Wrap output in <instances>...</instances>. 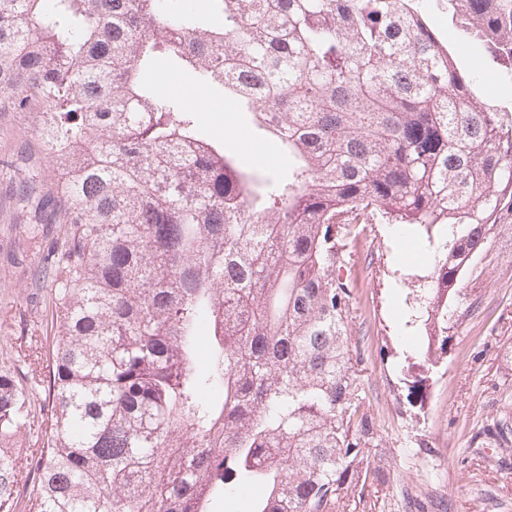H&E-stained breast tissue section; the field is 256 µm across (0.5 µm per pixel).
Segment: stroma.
<instances>
[{
  "mask_svg": "<svg viewBox=\"0 0 512 512\" xmlns=\"http://www.w3.org/2000/svg\"><path fill=\"white\" fill-rule=\"evenodd\" d=\"M198 120L242 166L276 162L274 148L256 144L223 99ZM61 181L39 148L31 108L1 109L0 366L11 367L29 396L28 420L9 444L22 460L45 441L53 332L51 282L40 271L47 251L64 239L56 211L37 203ZM345 243L340 274L355 293L349 330L379 438L369 454L385 474L369 488L365 512H512V447L485 433L493 420L512 419V224L496 226L460 280L452 345L417 421L402 413L403 390L381 350L399 348L409 335L400 291L425 285L429 255L415 239H396L388 224L357 225Z\"/></svg>",
  "mask_w": 512,
  "mask_h": 512,
  "instance_id": "obj_1",
  "label": "stroma"
}]
</instances>
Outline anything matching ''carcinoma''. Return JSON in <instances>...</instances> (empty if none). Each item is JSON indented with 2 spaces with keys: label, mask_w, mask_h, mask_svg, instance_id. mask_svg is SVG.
I'll list each match as a JSON object with an SVG mask.
<instances>
[{
  "label": "carcinoma",
  "mask_w": 512,
  "mask_h": 512,
  "mask_svg": "<svg viewBox=\"0 0 512 512\" xmlns=\"http://www.w3.org/2000/svg\"><path fill=\"white\" fill-rule=\"evenodd\" d=\"M0 0V91L42 109L68 224L50 251L46 445L0 453V509L355 512L384 472L336 277L354 224H397L432 257L409 347L390 351L424 413L458 281L512 223V0ZM448 14L449 43L430 22ZM160 67L224 95L283 165L244 169ZM0 369V444L28 416ZM485 434L507 447L512 424ZM479 61L480 59L477 56H469V67L466 65L464 71L471 77L473 73V75L479 79L485 88L492 92L497 99H510V96L512 95L511 90L504 89L502 86H499L492 71L485 64H478Z\"/></svg>",
  "instance_id": "carcinoma-1"
}]
</instances>
